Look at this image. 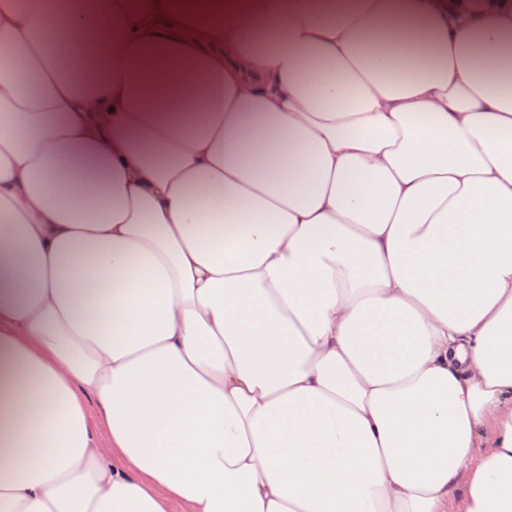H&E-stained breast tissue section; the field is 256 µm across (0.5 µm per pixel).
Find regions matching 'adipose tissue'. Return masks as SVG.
<instances>
[{
    "label": "adipose tissue",
    "mask_w": 512,
    "mask_h": 512,
    "mask_svg": "<svg viewBox=\"0 0 512 512\" xmlns=\"http://www.w3.org/2000/svg\"><path fill=\"white\" fill-rule=\"evenodd\" d=\"M65 15L0 0V512H512V0Z\"/></svg>",
    "instance_id": "adipose-tissue-1"
}]
</instances>
